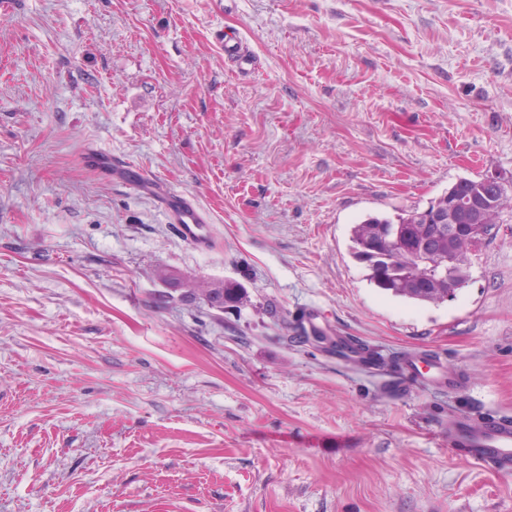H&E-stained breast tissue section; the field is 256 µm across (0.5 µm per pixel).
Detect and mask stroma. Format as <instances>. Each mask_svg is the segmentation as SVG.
<instances>
[{
  "label": "stroma",
  "mask_w": 512,
  "mask_h": 512,
  "mask_svg": "<svg viewBox=\"0 0 512 512\" xmlns=\"http://www.w3.org/2000/svg\"><path fill=\"white\" fill-rule=\"evenodd\" d=\"M91 147L190 194L210 249ZM491 171L512 0H5L0 512H512V466L448 444L451 418L512 416V233L436 304L350 255L367 216ZM165 271L245 296L217 311ZM83 162L103 175L118 179L122 182H129L139 191L151 190L149 182L143 173L134 170L131 166L112 164V159L101 155L97 151H88L83 155Z\"/></svg>",
  "instance_id": "35a3bbf8"
}]
</instances>
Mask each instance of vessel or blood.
<instances>
[{
  "instance_id": "b4317fda",
  "label": "vessel or blood",
  "mask_w": 512,
  "mask_h": 512,
  "mask_svg": "<svg viewBox=\"0 0 512 512\" xmlns=\"http://www.w3.org/2000/svg\"><path fill=\"white\" fill-rule=\"evenodd\" d=\"M83 162L103 175L127 182L139 191L150 188L145 175L127 165L113 163L111 158L95 151L84 153ZM167 221L173 224L186 241L199 248H209L212 230L205 213L183 193L166 190L159 199ZM456 445L469 449L473 461L483 465L512 459V420L487 416L470 422L469 426L454 434Z\"/></svg>"
}]
</instances>
